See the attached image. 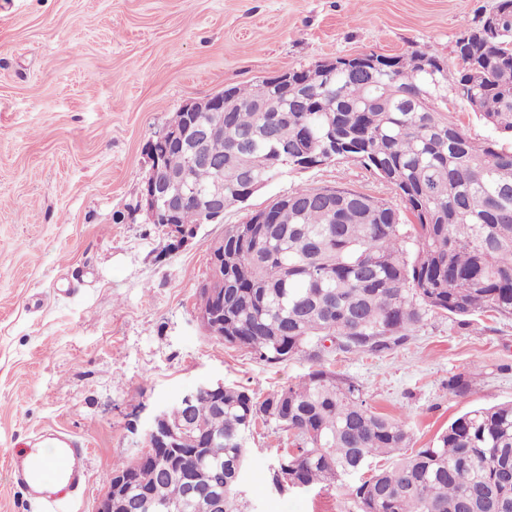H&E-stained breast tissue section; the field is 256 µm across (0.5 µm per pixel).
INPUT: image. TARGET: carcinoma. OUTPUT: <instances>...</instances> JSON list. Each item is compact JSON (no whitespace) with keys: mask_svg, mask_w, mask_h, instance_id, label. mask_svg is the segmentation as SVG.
I'll list each match as a JSON object with an SVG mask.
<instances>
[{"mask_svg":"<svg viewBox=\"0 0 512 512\" xmlns=\"http://www.w3.org/2000/svg\"><path fill=\"white\" fill-rule=\"evenodd\" d=\"M493 30L471 35L452 72L423 51L394 55L386 70L320 65L306 84L262 79L232 86L224 137L210 146L224 165V204L252 181L270 182L316 163L351 160L390 184L404 210L347 188L299 186L272 206L273 224L224 227V343L266 364L312 361L301 382L258 397L226 385L192 402L191 465L224 488V512H245L239 474L258 424L289 447L266 475L278 493L343 482L356 512H512V402L469 410L425 448L391 466L372 460L409 447L408 419L376 412L356 381L325 366L324 342L342 353L403 343L430 313L512 319V0H499ZM449 89L491 130L471 139L448 117ZM269 107L258 112L256 99ZM216 178L190 169L191 187ZM123 499L152 495L158 507L184 500L180 480L140 469Z\"/></svg>","mask_w":512,"mask_h":512,"instance_id":"carcinoma-1","label":"carcinoma"}]
</instances>
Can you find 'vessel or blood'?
<instances>
[{"label": "vessel or blood", "mask_w": 512, "mask_h": 512, "mask_svg": "<svg viewBox=\"0 0 512 512\" xmlns=\"http://www.w3.org/2000/svg\"><path fill=\"white\" fill-rule=\"evenodd\" d=\"M84 455V448L75 439L42 432L15 452L11 466L17 485L46 512H63L64 503L83 485Z\"/></svg>", "instance_id": "obj_1"}]
</instances>
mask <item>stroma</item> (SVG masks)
<instances>
[{
	"label": "stroma",
	"mask_w": 512,
	"mask_h": 512,
	"mask_svg": "<svg viewBox=\"0 0 512 512\" xmlns=\"http://www.w3.org/2000/svg\"><path fill=\"white\" fill-rule=\"evenodd\" d=\"M499 0H0V512H42L10 481L23 440L55 428L86 450L73 512H94L154 408L205 383L266 393L310 361L268 365L207 336L196 289L209 242L298 186L399 204L360 164L284 174L173 247L136 204L146 144L182 105L286 69L420 50L458 69L456 41ZM423 448L467 410L512 401V319L433 313L399 346L326 356ZM468 374L471 389L448 390ZM278 435L248 441L252 512H342L349 482L279 494Z\"/></svg>",
	"instance_id": "35a3bbf8"
}]
</instances>
